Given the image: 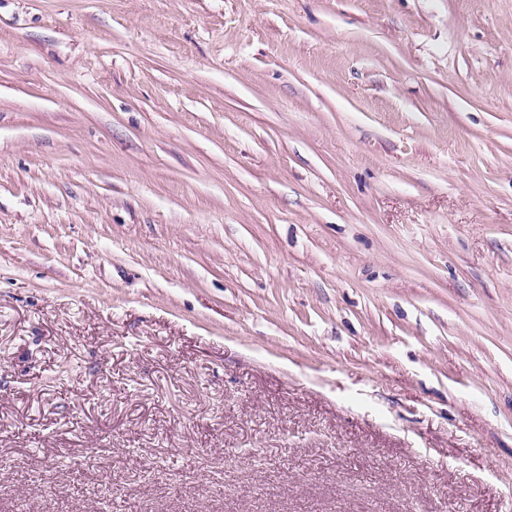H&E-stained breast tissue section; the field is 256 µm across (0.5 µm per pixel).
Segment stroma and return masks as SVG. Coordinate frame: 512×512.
Segmentation results:
<instances>
[{"label": "stroma", "mask_w": 512, "mask_h": 512, "mask_svg": "<svg viewBox=\"0 0 512 512\" xmlns=\"http://www.w3.org/2000/svg\"><path fill=\"white\" fill-rule=\"evenodd\" d=\"M512 512V0H0V512Z\"/></svg>", "instance_id": "35a3bbf8"}]
</instances>
